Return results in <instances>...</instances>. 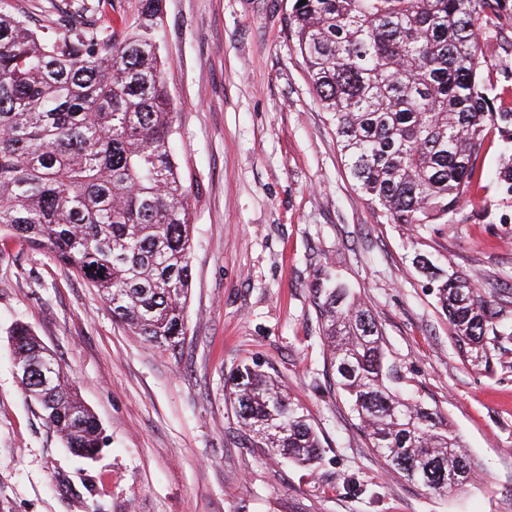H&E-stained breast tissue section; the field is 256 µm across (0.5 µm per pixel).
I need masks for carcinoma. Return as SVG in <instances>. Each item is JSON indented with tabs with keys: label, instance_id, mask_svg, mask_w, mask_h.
Returning a JSON list of instances; mask_svg holds the SVG:
<instances>
[{
	"label": "carcinoma",
	"instance_id": "carcinoma-1",
	"mask_svg": "<svg viewBox=\"0 0 512 512\" xmlns=\"http://www.w3.org/2000/svg\"><path fill=\"white\" fill-rule=\"evenodd\" d=\"M122 35L98 38L72 18L37 35L0 11V230L52 255L145 342L176 348L191 289L190 190L173 161V106L159 56L160 0H142ZM503 0H294L288 38L329 114L346 176L383 224H446L489 180L512 199V153L497 174L481 166L485 138L512 147V109L495 108L478 37ZM413 264L448 319L463 361L494 370L512 324L464 272L426 254ZM336 388L371 447L406 480L448 495L479 466L438 407L426 405L387 358L381 328L354 289H316ZM23 386L65 448H102L100 425L57 361L26 326L10 334ZM226 398L257 448L315 465L322 445L276 377L230 371Z\"/></svg>",
	"mask_w": 512,
	"mask_h": 512
}]
</instances>
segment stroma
Listing matches in <instances>:
<instances>
[{
    "label": "stroma",
    "instance_id": "1",
    "mask_svg": "<svg viewBox=\"0 0 512 512\" xmlns=\"http://www.w3.org/2000/svg\"><path fill=\"white\" fill-rule=\"evenodd\" d=\"M293 0H161L160 54L194 238L187 334L152 346L87 282L0 232V512H512V344L493 374L459 357L415 252L473 275L512 320V199L495 185L421 232L378 223L344 171L327 112L288 40ZM37 30L97 0H0ZM496 106L512 108V0L479 38ZM355 289L386 353L483 470L452 496L407 481L331 387L314 304ZM27 324L96 415L105 445L72 455L18 382ZM240 363L280 376L318 431L308 469L253 447L224 400Z\"/></svg>",
    "mask_w": 512,
    "mask_h": 512
}]
</instances>
